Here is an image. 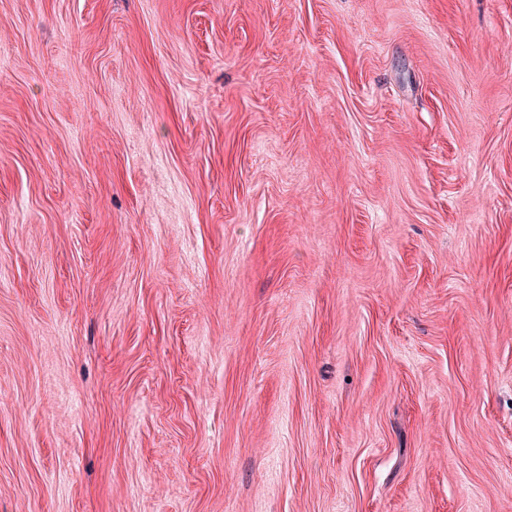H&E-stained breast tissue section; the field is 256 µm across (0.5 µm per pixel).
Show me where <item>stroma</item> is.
Instances as JSON below:
<instances>
[{
    "mask_svg": "<svg viewBox=\"0 0 512 512\" xmlns=\"http://www.w3.org/2000/svg\"><path fill=\"white\" fill-rule=\"evenodd\" d=\"M0 512H512V0H0Z\"/></svg>",
    "mask_w": 512,
    "mask_h": 512,
    "instance_id": "1",
    "label": "stroma"
}]
</instances>
